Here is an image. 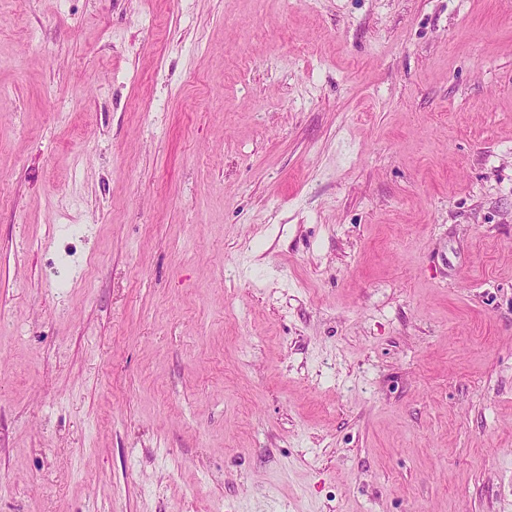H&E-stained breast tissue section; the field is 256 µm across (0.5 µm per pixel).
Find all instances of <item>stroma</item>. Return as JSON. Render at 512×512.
Returning <instances> with one entry per match:
<instances>
[{
  "instance_id": "35a3bbf8",
  "label": "stroma",
  "mask_w": 512,
  "mask_h": 512,
  "mask_svg": "<svg viewBox=\"0 0 512 512\" xmlns=\"http://www.w3.org/2000/svg\"><path fill=\"white\" fill-rule=\"evenodd\" d=\"M0 512H512V0H0Z\"/></svg>"
}]
</instances>
